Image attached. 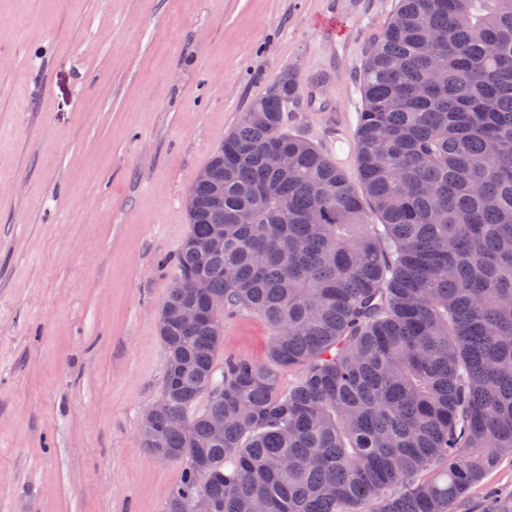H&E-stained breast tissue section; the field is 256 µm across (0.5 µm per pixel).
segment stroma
Wrapping results in <instances>:
<instances>
[{"mask_svg":"<svg viewBox=\"0 0 512 512\" xmlns=\"http://www.w3.org/2000/svg\"><path fill=\"white\" fill-rule=\"evenodd\" d=\"M395 0H0V512H163L181 477L136 435L189 232L186 192L286 77L321 144ZM337 12L341 40L322 21ZM253 313L221 352L266 360Z\"/></svg>","mask_w":512,"mask_h":512,"instance_id":"35a3bbf8","label":"stroma"}]
</instances>
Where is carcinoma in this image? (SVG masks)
Returning <instances> with one entry per match:
<instances>
[{
    "instance_id": "obj_1",
    "label": "carcinoma",
    "mask_w": 512,
    "mask_h": 512,
    "mask_svg": "<svg viewBox=\"0 0 512 512\" xmlns=\"http://www.w3.org/2000/svg\"><path fill=\"white\" fill-rule=\"evenodd\" d=\"M359 87L361 187L288 130L291 78L191 187L158 323L168 403L139 439L182 466L165 512H460L512 456V0H397ZM185 305L202 320L178 322ZM229 311L267 323V363L217 366ZM479 512H512V494Z\"/></svg>"
}]
</instances>
